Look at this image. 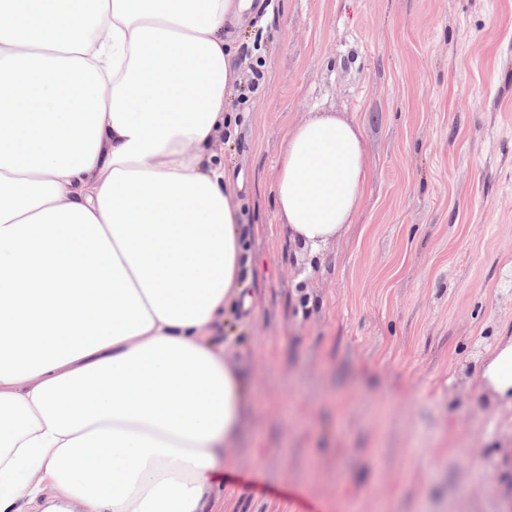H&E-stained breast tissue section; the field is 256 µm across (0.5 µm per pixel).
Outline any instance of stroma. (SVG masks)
Wrapping results in <instances>:
<instances>
[{
    "label": "stroma",
    "instance_id": "1",
    "mask_svg": "<svg viewBox=\"0 0 512 512\" xmlns=\"http://www.w3.org/2000/svg\"><path fill=\"white\" fill-rule=\"evenodd\" d=\"M236 46L253 301L214 340L251 407L212 512H512V411L468 385L512 331V0H262ZM313 112L361 125L368 183L308 275L271 187Z\"/></svg>",
    "mask_w": 512,
    "mask_h": 512
}]
</instances>
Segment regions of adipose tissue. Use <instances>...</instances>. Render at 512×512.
<instances>
[{"label":"adipose tissue","instance_id":"adipose-tissue-1","mask_svg":"<svg viewBox=\"0 0 512 512\" xmlns=\"http://www.w3.org/2000/svg\"><path fill=\"white\" fill-rule=\"evenodd\" d=\"M0 25V512H204L248 389L214 323L249 308L224 169L254 0H22ZM353 120L288 126L275 213L307 260L354 227ZM477 397L512 409V335Z\"/></svg>","mask_w":512,"mask_h":512}]
</instances>
